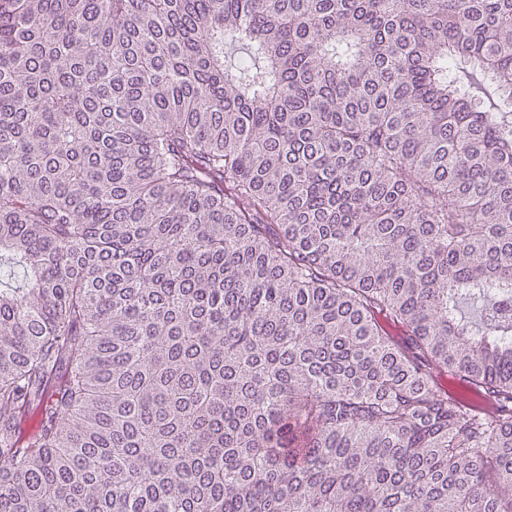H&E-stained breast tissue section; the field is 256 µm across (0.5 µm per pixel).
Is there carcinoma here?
Here are the masks:
<instances>
[{
	"mask_svg": "<svg viewBox=\"0 0 512 512\" xmlns=\"http://www.w3.org/2000/svg\"><path fill=\"white\" fill-rule=\"evenodd\" d=\"M507 101L512 0H0V512H512Z\"/></svg>",
	"mask_w": 512,
	"mask_h": 512,
	"instance_id": "cac0c4a2",
	"label": "carcinoma"
}]
</instances>
